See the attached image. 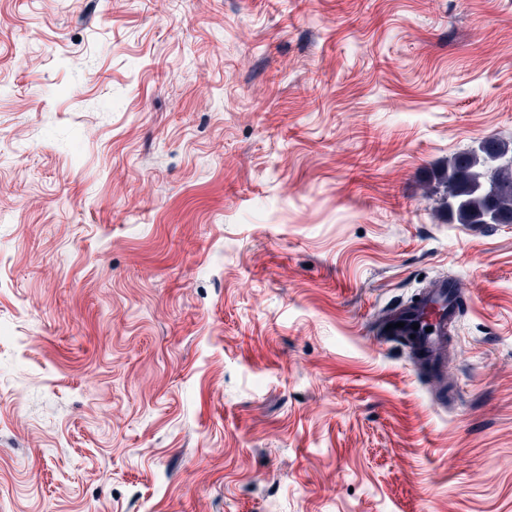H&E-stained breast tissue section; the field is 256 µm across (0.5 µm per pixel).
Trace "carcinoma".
Instances as JSON below:
<instances>
[{"label":"carcinoma","mask_w":512,"mask_h":512,"mask_svg":"<svg viewBox=\"0 0 512 512\" xmlns=\"http://www.w3.org/2000/svg\"><path fill=\"white\" fill-rule=\"evenodd\" d=\"M439 207L460 224H512V141L472 147L435 177Z\"/></svg>","instance_id":"cac0c4a2"}]
</instances>
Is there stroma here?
I'll return each mask as SVG.
<instances>
[{"label":"stroma","mask_w":512,"mask_h":512,"mask_svg":"<svg viewBox=\"0 0 512 512\" xmlns=\"http://www.w3.org/2000/svg\"><path fill=\"white\" fill-rule=\"evenodd\" d=\"M510 137L512 0H0V512H512ZM461 155L434 178L439 207L459 224H512V141H484ZM411 299L392 307L378 325V335L392 340L403 336L414 360V368L424 378L440 380L445 377L448 361V328L456 322L459 296L458 287L446 279L430 282ZM433 309L434 312L430 313ZM404 322L402 328L386 330L388 324ZM413 324H418L417 330ZM432 327L431 332H426ZM415 335V338H411Z\"/></svg>","instance_id":"stroma-1"}]
</instances>
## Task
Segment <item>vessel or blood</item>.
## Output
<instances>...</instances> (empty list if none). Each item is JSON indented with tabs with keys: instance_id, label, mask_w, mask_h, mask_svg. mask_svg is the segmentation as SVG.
<instances>
[{
	"instance_id": "obj_1",
	"label": "vessel or blood",
	"mask_w": 512,
	"mask_h": 512,
	"mask_svg": "<svg viewBox=\"0 0 512 512\" xmlns=\"http://www.w3.org/2000/svg\"><path fill=\"white\" fill-rule=\"evenodd\" d=\"M459 291L445 279L430 282L418 298L392 307L385 315L379 336L408 340L416 371L424 378L440 380L448 360V329L458 313Z\"/></svg>"
}]
</instances>
